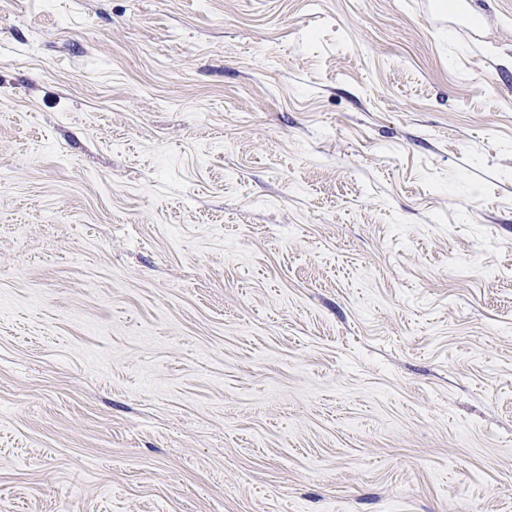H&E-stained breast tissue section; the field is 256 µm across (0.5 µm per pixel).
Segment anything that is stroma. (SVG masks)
Wrapping results in <instances>:
<instances>
[{
  "mask_svg": "<svg viewBox=\"0 0 512 512\" xmlns=\"http://www.w3.org/2000/svg\"><path fill=\"white\" fill-rule=\"evenodd\" d=\"M0 0V512H512V0Z\"/></svg>",
  "mask_w": 512,
  "mask_h": 512,
  "instance_id": "35a3bbf8",
  "label": "stroma"
}]
</instances>
